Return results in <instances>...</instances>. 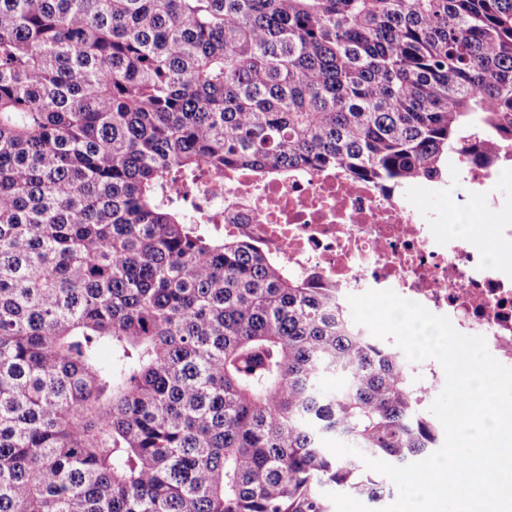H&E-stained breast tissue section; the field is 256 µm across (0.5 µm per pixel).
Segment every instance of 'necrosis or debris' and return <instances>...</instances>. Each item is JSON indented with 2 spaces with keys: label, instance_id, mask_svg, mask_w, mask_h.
<instances>
[{
  "label": "necrosis or debris",
  "instance_id": "necrosis-or-debris-1",
  "mask_svg": "<svg viewBox=\"0 0 512 512\" xmlns=\"http://www.w3.org/2000/svg\"><path fill=\"white\" fill-rule=\"evenodd\" d=\"M433 188L417 180L395 192L305 171L265 182L242 175L218 190L205 180L198 195L225 234L258 245L288 272L334 282L346 297L393 290L462 334L482 330L489 352L512 367V263L490 259L512 254V224L496 203L491 233L460 235L447 215L417 204V193Z\"/></svg>",
  "mask_w": 512,
  "mask_h": 512
}]
</instances>
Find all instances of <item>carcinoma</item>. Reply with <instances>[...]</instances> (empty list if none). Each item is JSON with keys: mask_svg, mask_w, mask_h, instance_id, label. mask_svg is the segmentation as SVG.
<instances>
[{"mask_svg": "<svg viewBox=\"0 0 512 512\" xmlns=\"http://www.w3.org/2000/svg\"><path fill=\"white\" fill-rule=\"evenodd\" d=\"M512 161V0H0V512H329L413 365L178 200ZM344 380L335 392L327 374Z\"/></svg>", "mask_w": 512, "mask_h": 512, "instance_id": "1", "label": "carcinoma"}]
</instances>
